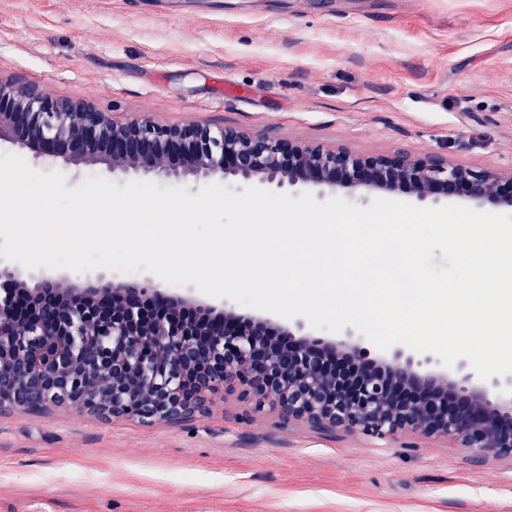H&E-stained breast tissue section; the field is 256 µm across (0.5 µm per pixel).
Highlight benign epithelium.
<instances>
[{"mask_svg":"<svg viewBox=\"0 0 512 512\" xmlns=\"http://www.w3.org/2000/svg\"><path fill=\"white\" fill-rule=\"evenodd\" d=\"M3 139L114 171L344 190L362 199L463 198L512 211V168L117 116L16 76L0 75ZM36 346L43 360L33 364ZM394 359L385 366L358 343L297 338L267 318L245 320L149 280L80 287L49 273L31 286L18 270L0 269V409L66 404L103 419L177 422L206 412L222 392L288 423L378 438L419 433L452 438L477 459L512 456V398H490L469 373L423 377L402 349Z\"/></svg>","mask_w":512,"mask_h":512,"instance_id":"benign-epithelium-1","label":"benign epithelium"}]
</instances>
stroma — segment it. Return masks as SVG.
I'll return each mask as SVG.
<instances>
[{"mask_svg":"<svg viewBox=\"0 0 512 512\" xmlns=\"http://www.w3.org/2000/svg\"><path fill=\"white\" fill-rule=\"evenodd\" d=\"M0 73L106 112L512 168V0H0ZM0 153L73 188L132 173ZM0 512H512V459L285 423L0 410Z\"/></svg>","mask_w":512,"mask_h":512,"instance_id":"obj_1","label":"stroma"}]
</instances>
